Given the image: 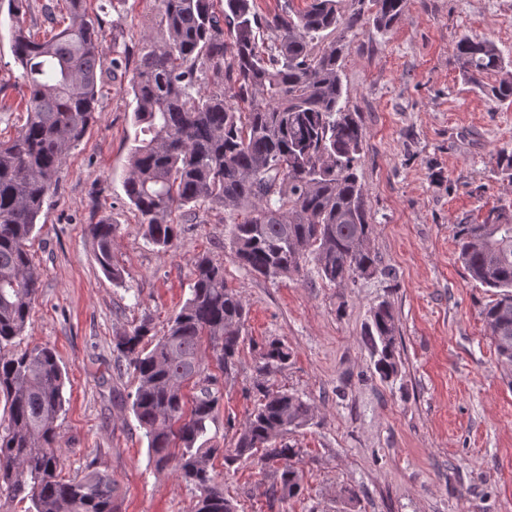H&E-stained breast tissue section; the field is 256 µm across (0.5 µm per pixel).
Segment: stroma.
<instances>
[{"label": "stroma", "instance_id": "stroma-1", "mask_svg": "<svg viewBox=\"0 0 512 512\" xmlns=\"http://www.w3.org/2000/svg\"><path fill=\"white\" fill-rule=\"evenodd\" d=\"M88 9L124 31L102 40L104 62L124 51L136 66L159 35L157 0H89ZM464 34L512 57V0H406L389 30L367 23L348 37L342 79L367 131L358 175L378 270L341 287L312 270L265 279L240 267L220 209H198L170 250L149 244L123 187L135 132L130 77L102 76L96 119L66 158L28 243L42 282L20 345L54 349L66 373L57 421L63 477L93 460L117 481L119 512H190L191 486L149 462L131 411L134 370L114 338L144 321L162 336L205 254L223 263L228 287L249 308L236 370L219 379L213 444L234 448L257 385L315 408L312 423L286 437L301 450L294 497L260 495L271 472L258 457L229 468L214 459L237 512H512V381L481 316L493 296L458 261L455 239L456 225L481 223L492 206L512 211V184L495 160L512 145V105L467 82L454 53ZM105 216L119 226L112 261L121 287L101 271L87 232ZM383 302L400 334L398 372L387 380L365 334ZM273 342L291 357L260 375Z\"/></svg>", "mask_w": 512, "mask_h": 512}]
</instances>
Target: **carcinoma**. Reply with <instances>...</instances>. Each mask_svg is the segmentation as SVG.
I'll return each mask as SVG.
<instances>
[{
    "label": "carcinoma",
    "instance_id": "cac0c4a2",
    "mask_svg": "<svg viewBox=\"0 0 512 512\" xmlns=\"http://www.w3.org/2000/svg\"><path fill=\"white\" fill-rule=\"evenodd\" d=\"M263 14L257 0H159L160 38L144 48L130 80L135 127L124 191L146 224V239L169 250L178 238L172 214L188 219L208 206L224 210L237 263L264 278L299 275L315 265L323 281L345 286L376 269L370 248L375 224L357 168L367 132L358 113L341 105L347 35L371 20L388 29L404 0H357L367 8L345 15L340 0H303ZM8 4L13 61L27 114L17 135L0 142V492L28 500V512H118L112 475L96 461L69 479L58 474L56 422L64 411L65 375L54 350L16 349L38 293L41 273L27 242L45 197L56 188L68 154L95 121L103 73V22L87 0L44 7L47 25L20 20L36 0ZM469 81L497 100L512 99V57L492 43L463 35L456 43ZM495 73L489 86L484 77ZM501 179L512 183V147L496 152ZM118 224L104 216L89 225L101 270L125 283L112 263ZM458 260L471 279L493 290L481 312L498 358L512 373V214L499 206L480 224L456 226ZM246 305L224 279V265L195 260L190 295L155 345L143 322L117 338L138 385L131 410L144 430L155 468L174 467L196 490L192 512H234L217 482L213 460L230 467L260 453L274 474L262 495L295 496L300 449L284 442L313 420L312 406L286 391L261 387L259 403L237 433L234 453L206 446L215 421L218 376L200 353L208 339L218 370L236 365ZM398 325L379 305L368 329L379 355L375 368L397 371ZM290 358L272 344L258 371L268 375ZM197 390L189 397L187 387Z\"/></svg>",
    "mask_w": 512,
    "mask_h": 512
}]
</instances>
